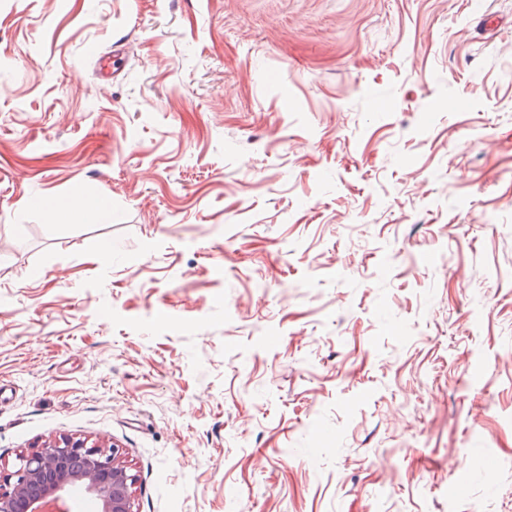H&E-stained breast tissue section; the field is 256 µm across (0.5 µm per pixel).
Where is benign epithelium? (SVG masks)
Here are the masks:
<instances>
[{
  "instance_id": "benign-epithelium-1",
  "label": "benign epithelium",
  "mask_w": 512,
  "mask_h": 512,
  "mask_svg": "<svg viewBox=\"0 0 512 512\" xmlns=\"http://www.w3.org/2000/svg\"><path fill=\"white\" fill-rule=\"evenodd\" d=\"M137 477L122 449L86 439L49 438L17 456L13 470L0 473V512H51L65 505L73 487L96 499L101 512H137Z\"/></svg>"
}]
</instances>
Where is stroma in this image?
<instances>
[{
	"label": "stroma",
	"instance_id": "35a3bbf8",
	"mask_svg": "<svg viewBox=\"0 0 512 512\" xmlns=\"http://www.w3.org/2000/svg\"><path fill=\"white\" fill-rule=\"evenodd\" d=\"M59 436L137 512H512V0H0V468Z\"/></svg>",
	"mask_w": 512,
	"mask_h": 512
}]
</instances>
